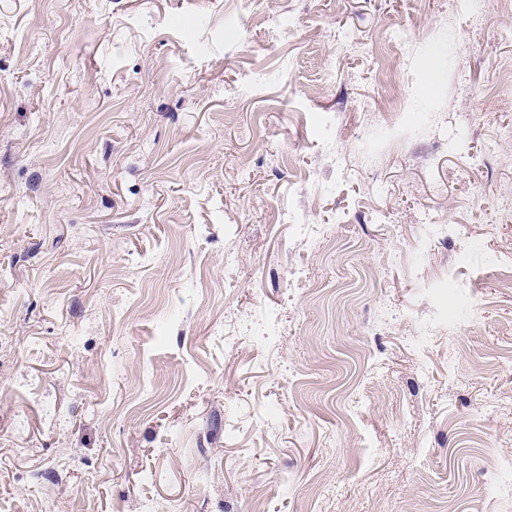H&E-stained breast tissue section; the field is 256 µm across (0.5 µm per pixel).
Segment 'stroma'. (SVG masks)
I'll list each match as a JSON object with an SVG mask.
<instances>
[{"label": "stroma", "mask_w": 512, "mask_h": 512, "mask_svg": "<svg viewBox=\"0 0 512 512\" xmlns=\"http://www.w3.org/2000/svg\"><path fill=\"white\" fill-rule=\"evenodd\" d=\"M508 126L503 0H0V512H512Z\"/></svg>", "instance_id": "35a3bbf8"}]
</instances>
